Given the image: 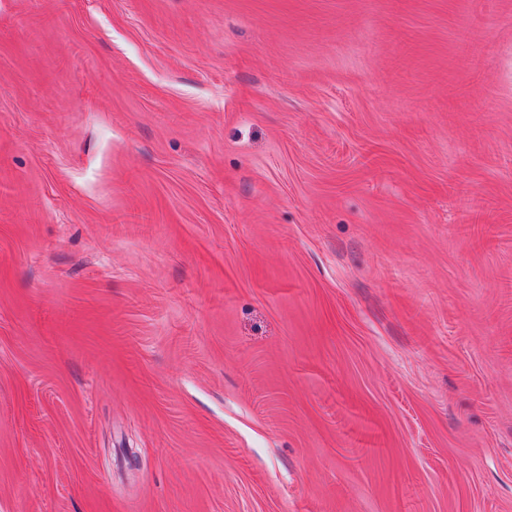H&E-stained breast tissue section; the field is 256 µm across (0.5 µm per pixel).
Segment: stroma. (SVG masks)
I'll return each mask as SVG.
<instances>
[{
	"label": "stroma",
	"mask_w": 512,
	"mask_h": 512,
	"mask_svg": "<svg viewBox=\"0 0 512 512\" xmlns=\"http://www.w3.org/2000/svg\"><path fill=\"white\" fill-rule=\"evenodd\" d=\"M0 512H512V0H0Z\"/></svg>",
	"instance_id": "35a3bbf8"
}]
</instances>
